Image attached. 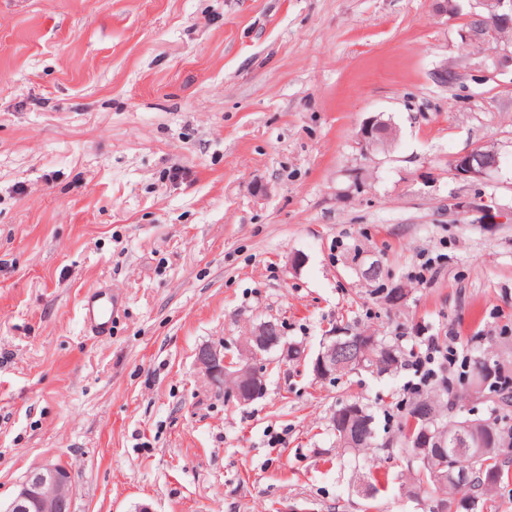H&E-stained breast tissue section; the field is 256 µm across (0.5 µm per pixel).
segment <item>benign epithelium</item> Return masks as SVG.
<instances>
[{"mask_svg": "<svg viewBox=\"0 0 512 512\" xmlns=\"http://www.w3.org/2000/svg\"><path fill=\"white\" fill-rule=\"evenodd\" d=\"M481 13L470 14L475 24L471 25V36L476 39L501 32L512 27V0H474ZM395 136V127L379 116H372L363 123L358 141L363 150L372 147L385 150ZM500 155L493 148L478 147L456 156L451 164L454 175L464 181L484 180L497 171ZM277 346L280 360H288V352L295 345L273 335L272 322L264 321L240 344L241 352L248 358L247 363L233 360L224 354V348L213 345L200 347L196 352V363L210 384L224 390L231 379L236 384L230 387V395L240 404H250L260 397L266 388L265 374L260 369L262 353ZM354 343L346 333H334L325 338L321 349L312 363L316 378L327 379L336 375V367L352 365L361 356L352 354ZM359 414L358 405L346 404L333 413V427L342 429ZM73 487L68 468L59 462L43 463L27 473L19 483L10 502L0 512H70L72 510Z\"/></svg>", "mask_w": 512, "mask_h": 512, "instance_id": "obj_1", "label": "benign epithelium"}]
</instances>
